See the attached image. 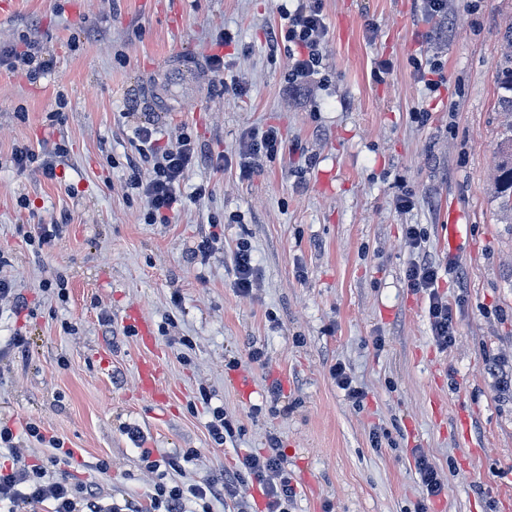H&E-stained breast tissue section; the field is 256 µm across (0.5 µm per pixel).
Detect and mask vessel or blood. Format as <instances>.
Listing matches in <instances>:
<instances>
[{"label": "vessel or blood", "mask_w": 512, "mask_h": 512, "mask_svg": "<svg viewBox=\"0 0 512 512\" xmlns=\"http://www.w3.org/2000/svg\"><path fill=\"white\" fill-rule=\"evenodd\" d=\"M209 73L198 62L182 57H170L153 67L146 79L148 91L158 111L182 108V99L207 81Z\"/></svg>", "instance_id": "vessel-or-blood-1"}]
</instances>
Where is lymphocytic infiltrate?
<instances>
[{"label":"lymphocytic infiltrate","instance_id":"1","mask_svg":"<svg viewBox=\"0 0 512 512\" xmlns=\"http://www.w3.org/2000/svg\"><path fill=\"white\" fill-rule=\"evenodd\" d=\"M284 20L270 31V42L288 44V95L308 94L320 73L323 48L329 39L325 0H294L283 9ZM137 151L151 164L147 177H133L130 186L139 191L153 224L171 223L182 205L181 184L188 171L202 158V149L187 133H180L176 146L160 144L153 125L137 128ZM282 148L277 127L263 132L249 131L238 153L239 174L250 178L261 158H274ZM440 267L425 256H417L407 271L409 288L428 295L431 335L440 348L455 340V326L448 300L438 291ZM32 438L51 448L47 464L26 462L20 452L22 438ZM0 446L13 454L11 465H0V506L6 512H188V505L200 512H213L214 503L234 499L241 487L255 484L265 499L263 512H288L297 497V486L284 469L285 453L278 436L268 438L265 452H248L235 470L189 481H153L145 501L131 497L105 499L103 487L95 481L72 482L67 465L73 455L58 437L45 435L34 422L20 430L0 423Z\"/></svg>","mask_w":512,"mask_h":512}]
</instances>
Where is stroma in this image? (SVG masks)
<instances>
[{
  "label": "stroma",
  "instance_id": "35a3bbf8",
  "mask_svg": "<svg viewBox=\"0 0 512 512\" xmlns=\"http://www.w3.org/2000/svg\"><path fill=\"white\" fill-rule=\"evenodd\" d=\"M283 2L0 0V45L35 42L54 61L34 83L0 68V278L28 300L18 315L0 306V420L58 435L75 451L70 474L114 495H143L153 480L134 427L154 459L196 450L183 481L234 469L280 436L298 484L292 512H415L416 449L445 483L431 512H512V232L490 191L512 0H447L450 27L428 41L415 0H326V80L304 99L281 92L287 42L265 39ZM226 28L238 38L223 79L247 95L212 78L184 111H157L145 71L173 54L207 59ZM380 57L393 67L377 79ZM417 57L443 63L437 89L417 78ZM132 107L159 138L188 132L206 154L235 156L244 133L268 125L284 148L248 180L200 162L173 223L149 224L129 185L148 170ZM60 141L69 154L56 180L10 162L15 145L43 158ZM201 184L208 195L191 200ZM402 197L411 208H398ZM61 217L59 238L29 242L34 225ZM409 224L452 267L439 280L456 326L445 350L426 295L407 286ZM207 232L217 241L196 254ZM241 239L258 269L247 295L231 263ZM60 278L62 297L45 289ZM131 314L149 336L125 334ZM255 348L263 365L249 361ZM233 359L239 371L225 372ZM146 360L164 400L142 393ZM338 362L363 404L337 387ZM216 407L239 431L233 445L208 435Z\"/></svg>",
  "mask_w": 512,
  "mask_h": 512
}]
</instances>
